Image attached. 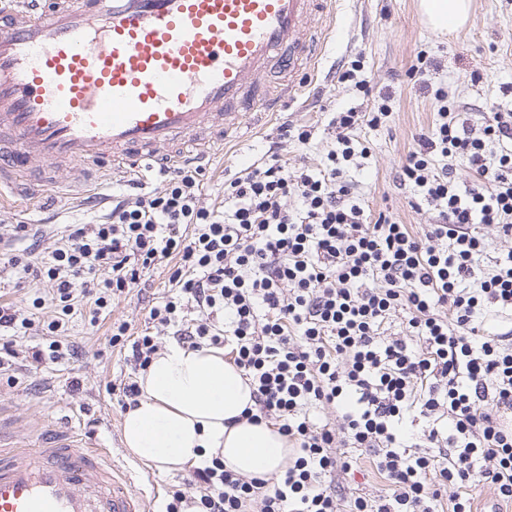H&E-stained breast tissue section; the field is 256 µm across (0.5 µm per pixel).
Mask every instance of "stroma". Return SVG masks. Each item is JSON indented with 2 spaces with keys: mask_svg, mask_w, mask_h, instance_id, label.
Returning a JSON list of instances; mask_svg holds the SVG:
<instances>
[{
  "mask_svg": "<svg viewBox=\"0 0 512 512\" xmlns=\"http://www.w3.org/2000/svg\"><path fill=\"white\" fill-rule=\"evenodd\" d=\"M343 18L328 36L326 53L304 79L303 96L273 117L261 130H248L224 145L216 166L207 168L199 204L219 207L224 183L243 173L275 149L289 167H319L333 146L334 113L375 111L381 96H389L390 113L378 126L360 124L355 133L368 147L360 168L348 175L356 185L358 203L371 217L386 214L399 222L420 227L434 223L436 211L429 206L414 209L408 190L398 182V171L409 150L433 121L429 92L421 90L407 75L415 54L426 51L440 68L432 83L446 87L460 111L482 113L496 107L512 110V0H473L466 24L448 34L429 29L421 20L419 0H340ZM353 78L340 82L345 70ZM312 130L310 144L282 137V125ZM96 182L83 190L59 185L52 199L38 207L15 203L0 207V234L11 225L38 228L52 219L50 233L38 249L47 252L65 236L68 225L99 220L101 213L87 204L96 192ZM168 274L147 272L142 287L115 301L108 320L91 326L81 314L68 323V339L79 346L75 356L58 361L33 362L29 352L38 342L34 336L0 335V347L13 352L11 365L0 367V406L23 418L22 443H30L33 431L48 423L74 419L86 439H108L114 454L126 456L129 467L143 476V487L154 493L156 512H163L168 493L183 485L189 471L168 472L129 456L122 441L124 410L120 383L137 379L139 371L130 349H116L108 339L114 322H128L133 332L156 336L159 345L169 343L159 325L148 318L155 298L167 295ZM338 498L373 496L386 487L371 453L358 450L349 472H336L326 479Z\"/></svg>",
  "mask_w": 512,
  "mask_h": 512,
  "instance_id": "1",
  "label": "stroma"
}]
</instances>
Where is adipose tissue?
I'll return each mask as SVG.
<instances>
[{
    "label": "adipose tissue",
    "mask_w": 512,
    "mask_h": 512,
    "mask_svg": "<svg viewBox=\"0 0 512 512\" xmlns=\"http://www.w3.org/2000/svg\"><path fill=\"white\" fill-rule=\"evenodd\" d=\"M471 0H420L428 27L454 31L468 20ZM140 395L122 419V439L142 462L167 470L198 466L219 454L244 479L277 477L292 445L268 421L248 420L253 388L223 348L169 344L138 376Z\"/></svg>",
    "instance_id": "ef3b65f1"
}]
</instances>
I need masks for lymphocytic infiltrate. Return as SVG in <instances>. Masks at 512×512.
<instances>
[{
	"instance_id": "f902f5d3",
	"label": "lymphocytic infiltrate",
	"mask_w": 512,
	"mask_h": 512,
	"mask_svg": "<svg viewBox=\"0 0 512 512\" xmlns=\"http://www.w3.org/2000/svg\"><path fill=\"white\" fill-rule=\"evenodd\" d=\"M431 66L420 52L408 71L431 91L436 118L400 173L414 207L438 212L422 230L368 221L354 203L346 171L368 156L352 136L355 112L334 117L339 132L322 168L292 169L267 154L225 187L217 209L200 206L203 170L187 165L163 190L69 225L47 254L29 244L28 225H14L25 247L0 263L42 286L32 306L51 314L35 362L76 354L60 342L75 310L98 325L144 273L164 267L176 293L150 308V320L192 348L232 341L257 419L278 422L295 444L273 482L243 480L212 457L165 512H246L254 501L260 512H473L467 489L476 483L512 502V335L483 336L478 325L491 308L512 316V250L480 265L482 226L512 238V112L459 111L432 86ZM461 165L470 184L457 181ZM188 307L194 319H184ZM399 311L406 337L385 338ZM309 404L343 407V433L313 424ZM414 411L429 423L428 447L410 454L400 449L401 425ZM350 448L374 454L389 491L343 508L323 478L350 469Z\"/></svg>"
}]
</instances>
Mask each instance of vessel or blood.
<instances>
[{"label":"vessel or blood","instance_id":"b4317fda","mask_svg":"<svg viewBox=\"0 0 512 512\" xmlns=\"http://www.w3.org/2000/svg\"><path fill=\"white\" fill-rule=\"evenodd\" d=\"M335 0H9L0 5V188L34 170L144 181L284 111ZM123 458L75 428L20 445L0 417V512H152Z\"/></svg>","mask_w":512,"mask_h":512}]
</instances>
